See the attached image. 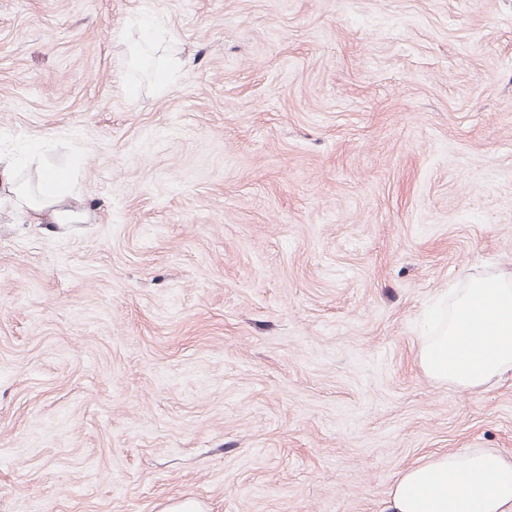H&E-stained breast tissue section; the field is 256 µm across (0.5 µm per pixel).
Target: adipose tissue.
<instances>
[{
	"label": "adipose tissue",
	"instance_id": "ef3b65f1",
	"mask_svg": "<svg viewBox=\"0 0 512 512\" xmlns=\"http://www.w3.org/2000/svg\"><path fill=\"white\" fill-rule=\"evenodd\" d=\"M19 164L0 157V190L33 224L82 220L54 170L37 188L18 175ZM438 324L419 339V365L434 379L465 390L512 379V268L450 289L437 303ZM389 512H512V455L495 448L423 457L396 477Z\"/></svg>",
	"mask_w": 512,
	"mask_h": 512
}]
</instances>
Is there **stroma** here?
I'll return each mask as SVG.
<instances>
[{"mask_svg":"<svg viewBox=\"0 0 512 512\" xmlns=\"http://www.w3.org/2000/svg\"><path fill=\"white\" fill-rule=\"evenodd\" d=\"M0 512H384L512 453V381L427 376L512 266V0H0ZM19 163L0 157V189L16 212L29 218L31 224H69L83 219L70 197L63 191L67 179L54 170L39 172L36 191L20 180Z\"/></svg>","mask_w":512,"mask_h":512,"instance_id":"stroma-1","label":"stroma"}]
</instances>
